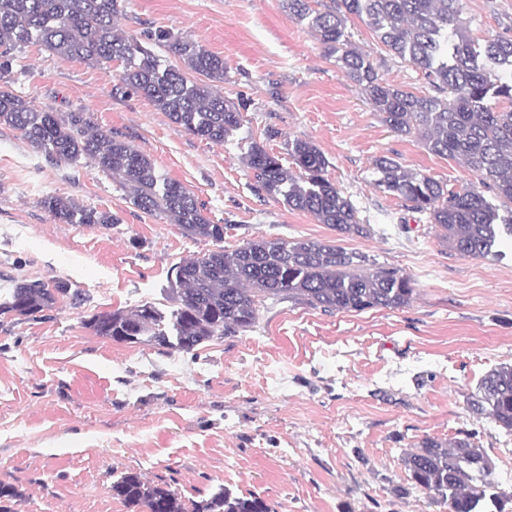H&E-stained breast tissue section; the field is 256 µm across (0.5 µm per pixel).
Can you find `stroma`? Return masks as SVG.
<instances>
[{
  "mask_svg": "<svg viewBox=\"0 0 512 512\" xmlns=\"http://www.w3.org/2000/svg\"><path fill=\"white\" fill-rule=\"evenodd\" d=\"M121 10L129 33H184L223 57L217 88L246 106L233 136L201 139L143 96L117 95L116 62L93 67L31 44L0 84L122 133L225 225L224 248L261 236L330 242L403 270L418 296L400 310L335 315L270 303L255 329L190 353L96 336L84 325L96 312L147 301L171 310L176 267L218 244L142 213L89 163L54 164L0 126V301L23 280H61L84 298L41 320L0 315V480L18 490L11 512H135L110 491L126 473L188 502L222 488L272 512H419L391 491L406 482L401 449L468 430L512 491V441L466 410L480 379L512 364V246L498 258L450 251L426 215L376 188L371 161L387 155L457 188L476 177L388 129L283 0H122ZM461 19L475 39L512 36V0H463ZM346 31L385 79L430 94L360 19ZM289 139L323 152L370 236H338L258 193L245 153L257 141L286 164ZM50 195L114 222L59 223L41 205Z\"/></svg>",
  "mask_w": 512,
  "mask_h": 512,
  "instance_id": "35a3bbf8",
  "label": "stroma"
}]
</instances>
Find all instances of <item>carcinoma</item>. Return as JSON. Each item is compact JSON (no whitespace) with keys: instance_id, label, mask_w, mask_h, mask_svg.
<instances>
[{"instance_id":"carcinoma-1","label":"carcinoma","mask_w":512,"mask_h":512,"mask_svg":"<svg viewBox=\"0 0 512 512\" xmlns=\"http://www.w3.org/2000/svg\"><path fill=\"white\" fill-rule=\"evenodd\" d=\"M288 12L308 21L366 101L391 131L414 134L433 155L472 171L479 186L450 188L404 167L392 157L373 160L375 185L421 214L455 253L484 258L512 244V37L491 35L478 42L461 21L462 0H330L323 9L312 0H283ZM119 0H0V57L29 43L46 52L91 66L119 62V89L140 94L191 134L225 141L242 123L241 106L214 86L224 81V58L186 36L156 31L150 44L177 55L206 81L191 83L175 66L160 68L147 43L119 29ZM366 20L396 56L419 68L435 90L418 96L383 79L378 66L346 35L348 16ZM19 132L33 149L58 162L78 158L112 177L145 214L176 224L194 239L224 240V225L212 224L193 192L178 181L158 183L153 163L124 136L103 130L89 112H48L0 87V126ZM299 174L254 142L244 156L259 190L288 209L311 215L339 236H367L351 200L326 177L328 161L312 142L287 143ZM43 208L64 224L113 223L112 215L84 209L75 201L48 196ZM417 294L412 277L394 267L370 263L363 254L320 240L254 238L232 250L222 247L186 258L176 267L166 314L152 302L99 312L85 321L97 336L117 342H147L185 353L214 338L256 327L267 301L294 302L325 313L399 310ZM80 297L62 281L21 282L0 310L33 316L59 299ZM477 419L491 420L512 436V365L485 375L468 401ZM408 484L394 489L441 512H509L512 494L503 490L495 465L463 432L423 437L401 449ZM113 495L150 512H186L170 489L126 473L112 483ZM193 512H270L259 497L219 491Z\"/></svg>"}]
</instances>
